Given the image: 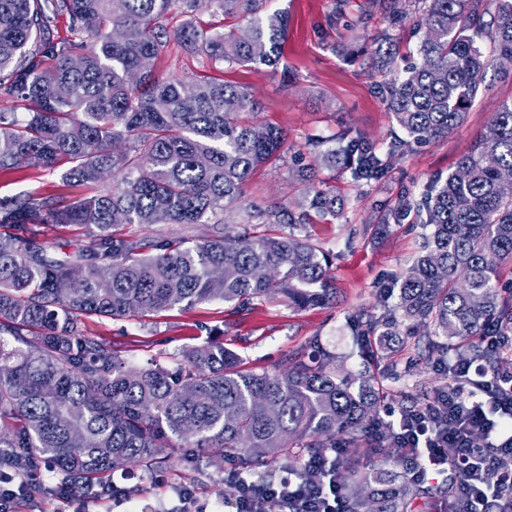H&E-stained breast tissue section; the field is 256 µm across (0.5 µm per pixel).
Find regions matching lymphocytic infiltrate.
<instances>
[{"mask_svg": "<svg viewBox=\"0 0 512 512\" xmlns=\"http://www.w3.org/2000/svg\"><path fill=\"white\" fill-rule=\"evenodd\" d=\"M448 387L410 414L388 411V425L420 484L450 478L448 512H512V371L474 361L449 364ZM342 448L309 453L320 484L292 477L244 482L232 512H341L334 473ZM494 471L498 483L488 485Z\"/></svg>", "mask_w": 512, "mask_h": 512, "instance_id": "1", "label": "lymphocytic infiltrate"}]
</instances>
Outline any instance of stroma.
<instances>
[{
  "label": "stroma",
  "mask_w": 512,
  "mask_h": 512,
  "mask_svg": "<svg viewBox=\"0 0 512 512\" xmlns=\"http://www.w3.org/2000/svg\"><path fill=\"white\" fill-rule=\"evenodd\" d=\"M348 2L345 19L333 25L329 18L334 0H272V8L289 12L288 38L278 67L222 68L224 80L255 99L259 121L286 131V156L308 153L312 142L332 139L345 130L363 134L380 151L391 141L396 124L382 97L390 76L374 70L364 51L385 36L401 46L411 43L413 24L392 26L387 14L368 9L366 0ZM506 101H512V70L489 65L483 90L464 124L448 137L413 147L376 182L357 181L348 173L328 176L329 187L346 201L344 214L327 223L307 225L305 233L335 255L331 276L337 304L295 311L283 302L266 301L236 314L224 304L205 303L162 312L147 323L90 317L82 321L84 333L115 343L124 356L139 364L153 359L164 362L186 347L214 339L235 350L244 369L271 375L286 355L308 349L316 340L335 354L337 373L368 370L374 387L386 391L391 405L401 403L407 394L433 393L448 382L439 362L421 358L406 347L392 353L394 373L386 375L382 365L364 366L346 325L350 310H377L379 284L418 255L419 227L405 220L390 224L384 234L357 236L350 245L345 237L349 229L381 223L386 206L397 198L418 200L429 186L444 184L457 159L472 148ZM49 193L73 199L91 196L94 189L65 180L58 169L30 166L0 171V199ZM301 196L287 165L279 161L256 171L245 188L249 203L293 206ZM164 454L169 461L160 472L140 467L114 472L112 482L126 490L127 499L92 500L76 494L63 501L33 492L21 512H168L178 506V494L185 487L213 506L224 500V470L240 467L248 477L255 473L235 455L224 456L216 467L204 456L192 461L186 448H168Z\"/></svg>",
  "instance_id": "1"
}]
</instances>
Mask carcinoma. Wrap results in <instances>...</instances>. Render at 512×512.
I'll list each match as a JSON object with an SVG mask.
<instances>
[{"mask_svg": "<svg viewBox=\"0 0 512 512\" xmlns=\"http://www.w3.org/2000/svg\"><path fill=\"white\" fill-rule=\"evenodd\" d=\"M268 0H0V88L25 110L0 112V170L65 168L64 178L112 185L67 201L55 194L0 200V467L45 471L50 494L111 490L112 472L167 463L175 442L198 456H240L252 466L280 464L312 480L314 448L349 450L375 431L379 397L362 377L340 376L335 356L314 345L316 364L297 351L278 373L245 372L232 349L210 341L182 352L169 367L134 365L111 343L87 336L84 316L144 319L175 308L220 301L237 312L283 298L305 310L336 301L335 254L295 234L315 218H339L344 200L323 188L320 173L349 170L358 180L382 174L402 150L448 137L482 89L489 54L512 62V0H407L424 34L416 60L398 68L399 48L382 40L372 66L392 73L385 102L404 137L381 156L362 135H344L307 164L292 168L304 187L297 211L249 204L245 183L280 157L286 135L269 123L243 121L257 103L237 85L198 73L163 81L154 66L177 41L209 65L277 68L288 14ZM400 0H368L399 19ZM207 9L224 27L192 22ZM182 17L173 30L161 20ZM70 20L64 37L54 22ZM512 103L462 156L445 185L425 197L427 230L419 255L381 292L383 313H350L357 342L393 339L401 324L420 334L414 346L498 357L476 340L495 324L512 330V296L499 269L512 264ZM239 223L231 234L225 225ZM46 224L78 225L88 244L51 257ZM132 224H211L201 240L146 238ZM288 225V233L269 228ZM370 469L340 478L349 512H413L420 486L400 460L377 448Z\"/></svg>", "mask_w": 512, "mask_h": 512, "instance_id": "cac0c4a2", "label": "carcinoma"}]
</instances>
